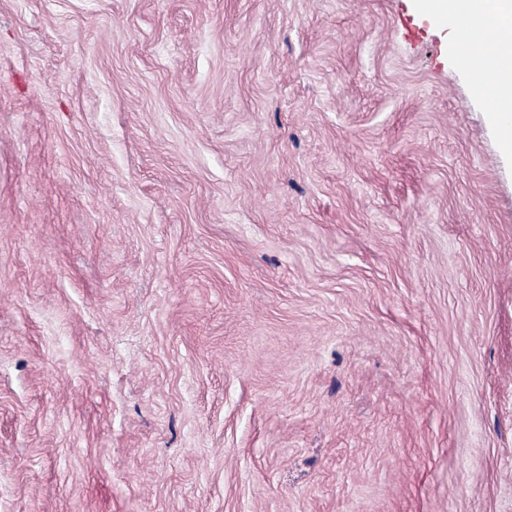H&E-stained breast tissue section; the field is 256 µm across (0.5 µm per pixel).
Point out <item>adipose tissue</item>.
I'll return each mask as SVG.
<instances>
[{
    "label": "adipose tissue",
    "instance_id": "obj_1",
    "mask_svg": "<svg viewBox=\"0 0 512 512\" xmlns=\"http://www.w3.org/2000/svg\"><path fill=\"white\" fill-rule=\"evenodd\" d=\"M428 18L447 16L451 28H480L482 40L461 45L460 59L477 94L491 92L505 149L512 151V0H420Z\"/></svg>",
    "mask_w": 512,
    "mask_h": 512
}]
</instances>
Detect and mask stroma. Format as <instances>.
<instances>
[{"label": "stroma", "instance_id": "35a3bbf8", "mask_svg": "<svg viewBox=\"0 0 512 512\" xmlns=\"http://www.w3.org/2000/svg\"><path fill=\"white\" fill-rule=\"evenodd\" d=\"M416 0H0V512H512V154Z\"/></svg>", "mask_w": 512, "mask_h": 512}]
</instances>
